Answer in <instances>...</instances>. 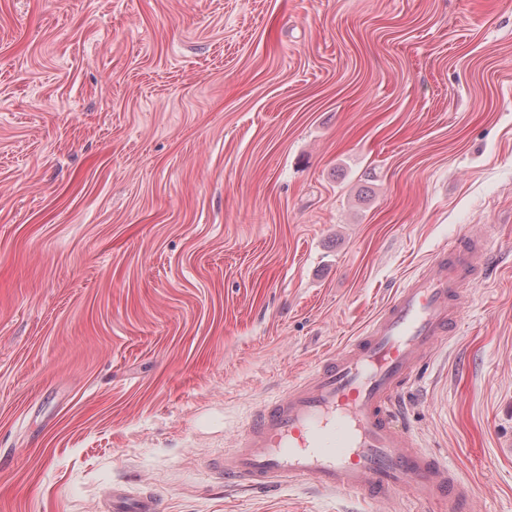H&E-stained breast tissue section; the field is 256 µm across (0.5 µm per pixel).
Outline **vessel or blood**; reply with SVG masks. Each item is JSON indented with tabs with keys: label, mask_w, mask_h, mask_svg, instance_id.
Masks as SVG:
<instances>
[{
	"label": "vessel or blood",
	"mask_w": 512,
	"mask_h": 512,
	"mask_svg": "<svg viewBox=\"0 0 512 512\" xmlns=\"http://www.w3.org/2000/svg\"><path fill=\"white\" fill-rule=\"evenodd\" d=\"M463 241L396 288L337 355L254 411L216 464L225 488L260 493L307 480L321 491L381 502L407 489L440 512H469L468 484L400 422L404 390L424 357L457 334L465 289L493 255L489 234ZM159 510L152 494L112 495L110 512Z\"/></svg>",
	"instance_id": "vessel-or-blood-1"
}]
</instances>
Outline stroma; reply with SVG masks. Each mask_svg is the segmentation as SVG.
I'll list each match as a JSON object with an SVG mask.
<instances>
[{
	"mask_svg": "<svg viewBox=\"0 0 512 512\" xmlns=\"http://www.w3.org/2000/svg\"><path fill=\"white\" fill-rule=\"evenodd\" d=\"M480 229L402 420L512 512V0H0V512H433L210 463ZM159 510V499L153 494L138 497L129 496L122 491H115L112 494L110 512H159Z\"/></svg>",
	"mask_w": 512,
	"mask_h": 512,
	"instance_id": "obj_1",
	"label": "stroma"
}]
</instances>
